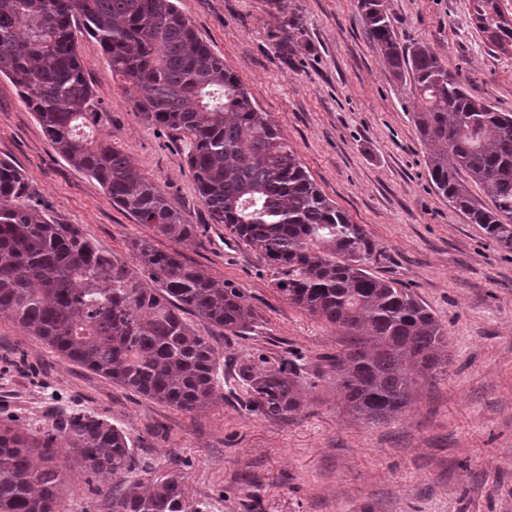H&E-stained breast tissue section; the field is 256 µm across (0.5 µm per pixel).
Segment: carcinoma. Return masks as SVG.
I'll use <instances>...</instances> for the list:
<instances>
[{
  "label": "carcinoma",
  "mask_w": 512,
  "mask_h": 512,
  "mask_svg": "<svg viewBox=\"0 0 512 512\" xmlns=\"http://www.w3.org/2000/svg\"><path fill=\"white\" fill-rule=\"evenodd\" d=\"M367 32L397 75L413 76L417 132L430 180L469 223L512 248V112L470 95L427 46L399 42L382 0H358ZM488 45H512L499 0H472ZM299 17L282 24L293 51ZM95 39L112 75L132 90L145 119L183 134L186 161L215 224L281 268L276 290L347 337L329 358L344 409L377 424L407 408L419 379L448 374V338L406 288L376 276L369 232L317 187L269 113L197 36L175 0H0V75L21 88L56 150L88 173L112 204L179 245L193 225L114 141L77 52ZM466 173L489 204L460 180ZM25 179L0 161V318L76 363L182 413L219 395L216 354L184 317L233 336L253 332L254 312L233 282L188 264L154 239L131 243L128 261L97 247L74 224L27 204ZM249 406L269 419L300 410L298 367L258 359L238 365ZM88 473L120 479L137 466L123 429L89 412L34 432L0 426V512H65L61 453ZM111 512H202L175 476L112 494Z\"/></svg>",
  "instance_id": "obj_1"
}]
</instances>
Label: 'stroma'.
I'll use <instances>...</instances> for the list:
<instances>
[{
  "label": "stroma",
  "instance_id": "1",
  "mask_svg": "<svg viewBox=\"0 0 512 512\" xmlns=\"http://www.w3.org/2000/svg\"><path fill=\"white\" fill-rule=\"evenodd\" d=\"M401 43L428 46L474 97L512 112V50L487 46L472 0H383ZM198 36L236 72L324 194L363 225L396 280L448 337L447 375L423 379L397 418L372 425L340 405L324 359L345 351L336 330L277 293L280 273L213 223L175 131L148 123L106 55L80 36L85 77L111 135L195 229L186 262L243 288L254 331L227 336L187 321L217 353L221 396L190 414L131 392L0 319V425L32 432L89 411L122 428L138 466L127 482L181 479L206 512H512V250L468 223L431 183L411 76L395 75L370 42L357 0H289L300 19L291 56L277 48L275 0H176ZM0 160L55 223L129 257L150 230L113 206L62 157L0 76ZM264 354L299 367L303 405L270 420L230 396L234 368ZM66 512H110L112 484L59 458Z\"/></svg>",
  "mask_w": 512,
  "mask_h": 512
}]
</instances>
